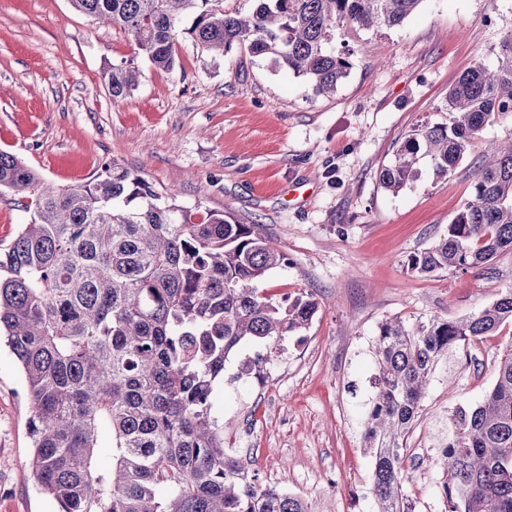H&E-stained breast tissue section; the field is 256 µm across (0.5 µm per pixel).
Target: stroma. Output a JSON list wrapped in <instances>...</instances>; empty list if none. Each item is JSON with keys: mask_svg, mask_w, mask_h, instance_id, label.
<instances>
[{"mask_svg": "<svg viewBox=\"0 0 512 512\" xmlns=\"http://www.w3.org/2000/svg\"><path fill=\"white\" fill-rule=\"evenodd\" d=\"M191 23L176 36L175 67L135 59L138 85L116 100L105 74L132 57L125 33L70 0H0V150L62 187L113 161L186 207L263 225L288 262L261 292L309 291L320 307L250 382L236 384L237 365L258 344L226 362L214 403L237 432L231 451L311 512H374L362 403L379 325L462 319L512 289V250L466 273L405 266L469 199L475 156L396 194L379 170L413 127L448 122V89L465 70L496 68L512 0H422L400 27L337 31L352 69L330 96L237 46L202 62ZM510 347L508 325L437 367L408 439L412 512H441V436L455 408L482 400ZM30 416L22 371L1 345L0 512H55L30 466Z\"/></svg>", "mask_w": 512, "mask_h": 512, "instance_id": "obj_1", "label": "stroma"}]
</instances>
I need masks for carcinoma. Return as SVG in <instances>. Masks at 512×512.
I'll list each match as a JSON object with an SVG mask.
<instances>
[{
	"label": "carcinoma",
	"mask_w": 512,
	"mask_h": 512,
	"mask_svg": "<svg viewBox=\"0 0 512 512\" xmlns=\"http://www.w3.org/2000/svg\"><path fill=\"white\" fill-rule=\"evenodd\" d=\"M70 2L132 43L134 57L106 73L117 100L138 84L135 58L174 68L187 15L206 54L241 45L328 94L352 67L331 48L336 28L399 26L421 0H256L247 15L224 11L219 0ZM446 107L448 124L414 127L381 168L386 190L413 185L426 165L448 177L486 126L512 114V36L495 70L478 64L448 89ZM2 189L33 211L0 248V334L30 400L37 486L57 512H309L300 497L256 483L224 448V420L213 411L224 362L243 341L269 349L291 336L301 341L319 309L310 292L273 298L256 288L288 264L262 225L222 212L201 216L115 162L84 185L56 187L1 150ZM507 249L512 139L485 145L470 198L406 267L465 272ZM510 324L512 289L463 320L380 325L362 432L375 512H411L406 440L438 365ZM104 451L109 470L98 466ZM436 466L448 512H512V349L482 401L453 411Z\"/></svg>",
	"instance_id": "obj_1"
}]
</instances>
